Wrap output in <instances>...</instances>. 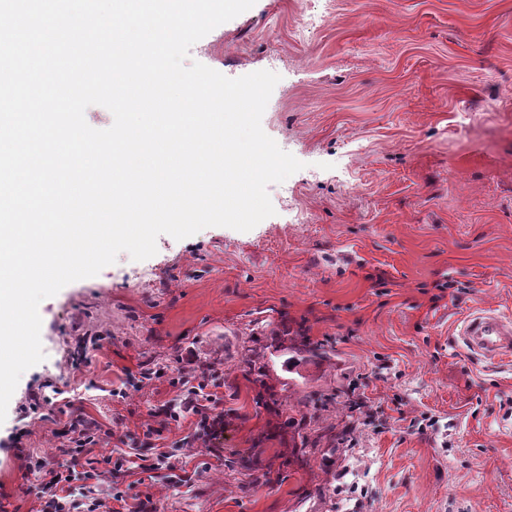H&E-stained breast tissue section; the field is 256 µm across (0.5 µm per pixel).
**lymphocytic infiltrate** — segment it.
Masks as SVG:
<instances>
[{"mask_svg":"<svg viewBox=\"0 0 512 512\" xmlns=\"http://www.w3.org/2000/svg\"><path fill=\"white\" fill-rule=\"evenodd\" d=\"M173 399L157 410V424L140 431L116 433L87 418L70 419L60 431L62 442L54 453L34 459L15 435L17 459L33 464L38 486L36 512H148L145 503L129 506L125 493H103L112 473L124 470L141 480H184L186 469L167 451L162 436L171 426H188L182 447L200 448L224 430V371L214 363H192L170 380Z\"/></svg>","mask_w":512,"mask_h":512,"instance_id":"f902f5d3","label":"lymphocytic infiltrate"}]
</instances>
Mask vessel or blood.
Here are the masks:
<instances>
[{
    "mask_svg": "<svg viewBox=\"0 0 512 512\" xmlns=\"http://www.w3.org/2000/svg\"><path fill=\"white\" fill-rule=\"evenodd\" d=\"M462 345L473 355L497 358L512 354V317L478 307L466 316L458 331Z\"/></svg>",
    "mask_w": 512,
    "mask_h": 512,
    "instance_id": "obj_1",
    "label": "vessel or blood"
}]
</instances>
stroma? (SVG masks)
<instances>
[{
  "instance_id": "35a3bbf8",
  "label": "stroma",
  "mask_w": 512,
  "mask_h": 512,
  "mask_svg": "<svg viewBox=\"0 0 512 512\" xmlns=\"http://www.w3.org/2000/svg\"><path fill=\"white\" fill-rule=\"evenodd\" d=\"M189 58L279 74L262 128L304 167L252 230L160 235L41 302L0 512L36 507L9 437L59 443L31 393L133 430L191 358L224 366L223 434L186 449L185 483L112 475L156 512H512V358L456 336L476 305L512 314V0H256ZM144 362L163 377L113 401Z\"/></svg>"
}]
</instances>
